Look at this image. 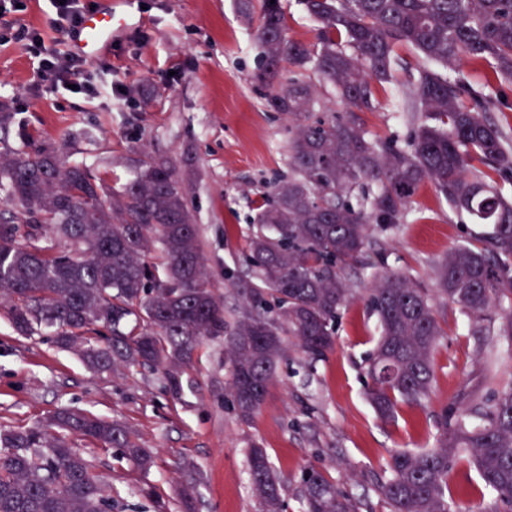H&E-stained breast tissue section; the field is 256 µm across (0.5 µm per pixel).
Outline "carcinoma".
Masks as SVG:
<instances>
[{
    "mask_svg": "<svg viewBox=\"0 0 512 512\" xmlns=\"http://www.w3.org/2000/svg\"><path fill=\"white\" fill-rule=\"evenodd\" d=\"M256 16L267 107L288 119L290 173L266 187L245 261L258 284L227 319L207 272L198 226L175 167L148 157L119 190L101 194L89 166L58 149L0 155V305L22 336L54 328L96 372L141 366L162 374L174 397L206 339L225 338L237 414L250 420L295 343L311 360L335 346L333 323L348 301L344 268L365 258L374 228L407 216L420 184L432 183L455 209L492 225L488 246H458L435 270V293L477 322L497 325L512 345V151L487 118L494 98L456 76L463 57L512 82V0H300L318 23L315 41L288 37L281 0H243ZM410 50L417 60H404ZM332 87L347 114L323 112L317 83ZM397 83L415 121L405 148L373 142L356 113L374 107L373 84ZM380 336L367 369L368 399L389 421L434 383L442 329L430 294L383 271L366 295ZM436 445L394 452L378 493L391 512H452L448 469L465 452L496 512H512V387L489 406L437 421ZM118 448L148 470L154 459L128 427L60 407L43 423L0 429V512H112V489L69 440ZM263 512H283L286 481L265 448L247 451ZM304 512H357L322 471L301 476Z\"/></svg>",
    "mask_w": 512,
    "mask_h": 512,
    "instance_id": "cac0c4a2",
    "label": "carcinoma"
}]
</instances>
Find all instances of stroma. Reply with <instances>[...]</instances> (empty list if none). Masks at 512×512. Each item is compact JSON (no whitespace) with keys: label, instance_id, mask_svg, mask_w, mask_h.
<instances>
[{"label":"stroma","instance_id":"obj_1","mask_svg":"<svg viewBox=\"0 0 512 512\" xmlns=\"http://www.w3.org/2000/svg\"><path fill=\"white\" fill-rule=\"evenodd\" d=\"M129 25L88 59L86 77L111 74L119 100L104 104L66 90L39 89L40 75L20 31H39L60 54L72 36L50 25L49 0H29L25 11L0 17V113L11 115L0 153L62 148L86 163L109 188L126 183L142 152L175 161L184 198L194 213L205 263L227 312L239 306L228 275H243V254L262 187L289 173L288 121L265 105L255 83L254 26L238 0H132ZM461 77L498 95L491 120L512 138V84L493 81L487 63L461 59ZM376 107L359 119L371 139H406L412 126L393 88H375ZM449 206L432 183L415 192L403 224L375 232L363 263L347 267L352 289L335 323L336 345L317 361L291 352L259 413L241 421L228 390L230 367L220 340L204 341L183 377L179 397L159 375L141 367L96 374L72 351L59 348L51 330L26 337L0 312V427L43 422L67 406L122 422L154 452L141 471L118 449H87L95 473L111 485L115 512H185L180 467L191 460L200 474L191 491L195 512H261L248 478L251 441L266 449L274 470L288 481L284 512H302L300 474L321 470L353 497L359 512H388L376 489L391 453L419 452L436 444V418L461 392L469 406L489 404L512 383V348L474 322L460 306L435 299L443 330L433 359L435 381L419 405H400L394 420L379 419L366 398L367 359L378 335L377 317L364 296L380 271L403 274L433 289L436 266L449 250L489 233ZM154 487L157 501L140 494ZM454 512H494L471 459L457 457L448 471Z\"/></svg>","mask_w":512,"mask_h":512}]
</instances>
